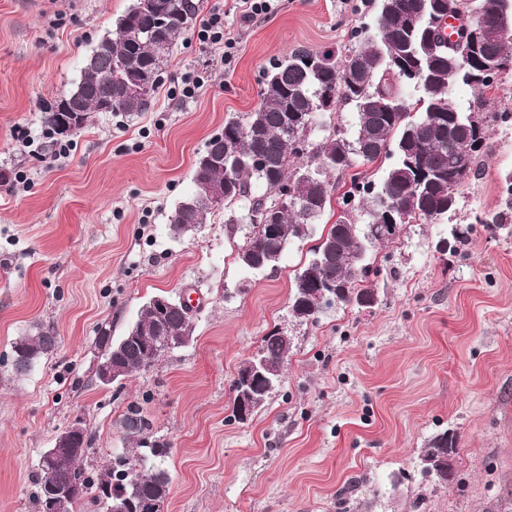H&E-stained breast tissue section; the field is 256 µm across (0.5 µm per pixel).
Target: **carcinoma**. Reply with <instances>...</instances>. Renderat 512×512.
I'll use <instances>...</instances> for the list:
<instances>
[{
  "label": "carcinoma",
  "instance_id": "1",
  "mask_svg": "<svg viewBox=\"0 0 512 512\" xmlns=\"http://www.w3.org/2000/svg\"><path fill=\"white\" fill-rule=\"evenodd\" d=\"M374 14V27L355 26L341 55L296 50L279 60L267 74L258 109L244 119L224 123V133L211 138L197 160L193 181L224 187V223L245 224L249 231L237 252L238 264L250 271L274 268L288 248L312 238L311 258L296 272L289 310L307 315L315 323L327 310L349 306L369 308L376 292L364 286L367 259L372 248L395 240L403 226L448 217L459 204L460 188L472 171L473 161L485 141L487 128L475 131L469 122L472 110L453 102L452 91L465 85L477 93L479 103L495 80L477 82L474 76L489 63L512 59V0H364ZM176 16L157 23L140 10L141 0L116 22L115 32L103 38L85 59L76 86L64 95L66 111L79 116L84 128L94 112L111 104V111L133 114L145 111L165 82L164 59L173 52L182 35L201 12L202 0H171ZM438 13L466 12L482 17L485 36L463 50L443 43L429 31L413 25V15L422 6ZM155 29L164 44L153 51L146 30ZM406 72L421 77L420 96L408 103L410 112H400L394 102L403 98L409 83ZM348 108L355 114L353 130L342 124L319 122ZM44 119L51 133L59 128L60 100L47 102ZM266 165L256 167L249 154ZM390 160L382 176L372 179L353 171L363 164ZM350 172L351 184L342 197L344 214L327 232L315 235L316 224L332 208L336 186L328 174ZM284 178L297 182L305 207L287 203L276 192ZM267 188L254 196L251 186ZM369 187L355 204L359 184ZM507 206L499 211L474 215V223L495 231L512 224V172L502 178ZM395 207V232L385 233L379 224L383 204ZM275 210L272 229L263 227L269 210ZM213 210L196 194H190L172 211V226L207 223ZM194 333L192 317L177 309L163 312L146 305L135 322L118 337L112 325L97 328L95 345L131 375L153 368L176 344ZM57 337L37 330L12 343V366L16 373H29L52 353ZM292 340L272 329L261 339L259 351L271 365H286ZM240 386L234 401H244L256 411L274 393L280 381L256 376L250 361L240 367ZM123 425L136 439L135 453L124 455L123 483H117L113 467L85 474L82 489L73 486L74 470L82 467L91 445V433L83 428L78 447L62 460H48L37 467L34 496L38 512H46L51 489L67 493L65 512H76L82 500L97 493L127 502L135 510L148 502L164 503L169 491V473L162 463L171 454L164 440L146 438L151 423L139 407L126 408ZM458 438L447 430L433 435L419 452L422 470L438 484L443 471L453 468Z\"/></svg>",
  "mask_w": 512,
  "mask_h": 512
}]
</instances>
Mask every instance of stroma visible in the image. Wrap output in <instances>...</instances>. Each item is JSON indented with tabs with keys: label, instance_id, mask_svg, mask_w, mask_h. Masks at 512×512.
Masks as SVG:
<instances>
[{
	"label": "stroma",
	"instance_id": "stroma-1",
	"mask_svg": "<svg viewBox=\"0 0 512 512\" xmlns=\"http://www.w3.org/2000/svg\"><path fill=\"white\" fill-rule=\"evenodd\" d=\"M134 0H0V512H36L33 475L75 416L92 432L84 468L133 450L121 418L137 403L172 453L163 512H512V231L473 223L501 208L512 145L489 130L461 188L455 224L403 227L372 252L377 303L288 314L290 283L309 257L291 246L275 269L236 262L246 226L215 211L202 232L174 236L168 216L189 196L197 158L227 119L259 105L274 63L298 50L337 52L372 17L357 0H275L247 21L235 0H203L236 37L222 64L183 35L146 111L92 114L70 155L46 168L42 107L74 88L86 57ZM206 73L193 99L170 91ZM35 142L22 147L23 132ZM466 240L441 251L451 229ZM189 297L194 339L122 386L94 375L96 330L121 335L149 298ZM293 347L281 388L251 419L232 421L233 382L273 326ZM55 350L15 376L11 346L34 328ZM458 436L448 484L423 477L427 439Z\"/></svg>",
	"mask_w": 512,
	"mask_h": 512
}]
</instances>
